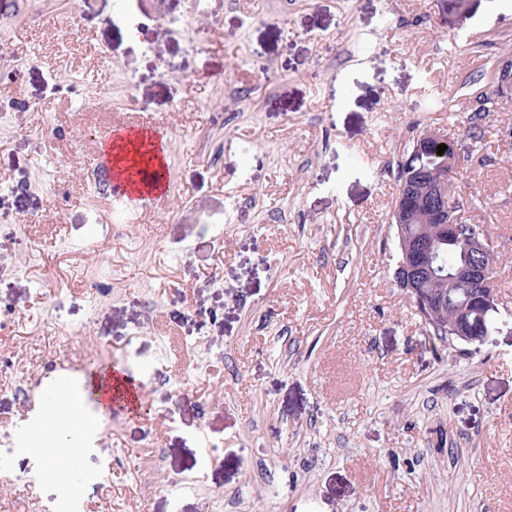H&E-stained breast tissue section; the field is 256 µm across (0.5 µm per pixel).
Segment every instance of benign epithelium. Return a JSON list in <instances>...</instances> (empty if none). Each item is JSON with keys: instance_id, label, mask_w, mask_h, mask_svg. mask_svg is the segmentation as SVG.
<instances>
[{"instance_id": "benign-epithelium-1", "label": "benign epithelium", "mask_w": 512, "mask_h": 512, "mask_svg": "<svg viewBox=\"0 0 512 512\" xmlns=\"http://www.w3.org/2000/svg\"><path fill=\"white\" fill-rule=\"evenodd\" d=\"M512 99V55L497 61L493 70L491 101L498 103ZM448 146V170L436 178L429 177L428 170L421 163L434 146ZM460 153L455 140L438 128L421 130L406 152V176L398 193V205L393 211L396 236L402 249L395 272L396 281L408 295H416L414 284L428 276L434 277L441 270L437 261V244L419 235L411 234L410 224H438L452 231L462 224L460 207L456 198L448 193L450 178L457 173ZM469 250L474 259L463 264L450 275V281L463 283L472 289L471 302H476L484 310L495 309L496 285L493 277L495 264L492 244L481 229H472ZM469 310L458 308L452 324L453 335L467 343L481 342L482 329L468 319Z\"/></svg>"}]
</instances>
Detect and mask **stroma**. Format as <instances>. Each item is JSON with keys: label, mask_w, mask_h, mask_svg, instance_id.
Listing matches in <instances>:
<instances>
[{"label": "stroma", "mask_w": 512, "mask_h": 512, "mask_svg": "<svg viewBox=\"0 0 512 512\" xmlns=\"http://www.w3.org/2000/svg\"><path fill=\"white\" fill-rule=\"evenodd\" d=\"M115 8L0 0V512L68 483L78 512H512V101L467 131L512 9L210 0L205 26L133 38ZM131 122L168 133L152 206L100 179ZM427 126L496 245L474 345L431 335L394 278L397 165ZM66 356L131 372L152 412L110 416L62 483L19 430Z\"/></svg>", "instance_id": "35a3bbf8"}]
</instances>
